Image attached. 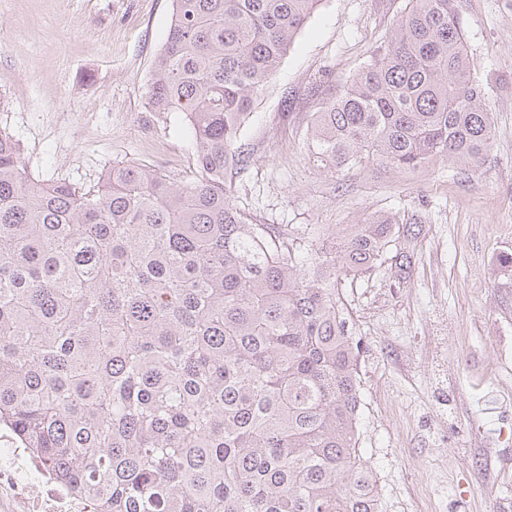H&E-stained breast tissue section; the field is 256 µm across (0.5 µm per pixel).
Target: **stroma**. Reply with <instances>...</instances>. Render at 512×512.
I'll use <instances>...</instances> for the list:
<instances>
[{"instance_id":"stroma-1","label":"stroma","mask_w":512,"mask_h":512,"mask_svg":"<svg viewBox=\"0 0 512 512\" xmlns=\"http://www.w3.org/2000/svg\"><path fill=\"white\" fill-rule=\"evenodd\" d=\"M408 0H321L259 91L224 173L233 204L281 238L339 237L379 211L419 218L408 277L382 266L341 282L361 341L359 448L382 512H512V0H457L485 83L493 146L470 175L451 164L334 171L307 129L372 58ZM172 0H0V131L33 181L92 190L136 161L175 183L195 173L178 114L147 106Z\"/></svg>"}]
</instances>
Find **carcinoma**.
I'll return each mask as SVG.
<instances>
[{
    "label": "carcinoma",
    "mask_w": 512,
    "mask_h": 512,
    "mask_svg": "<svg viewBox=\"0 0 512 512\" xmlns=\"http://www.w3.org/2000/svg\"><path fill=\"white\" fill-rule=\"evenodd\" d=\"M172 2L147 105L190 129L191 181L34 182L0 132V424L95 512H380L336 285L407 270L416 230L372 214L295 255L235 207L233 146L321 0ZM491 147L455 0H410L308 138L338 171L474 172Z\"/></svg>",
    "instance_id": "1"
}]
</instances>
